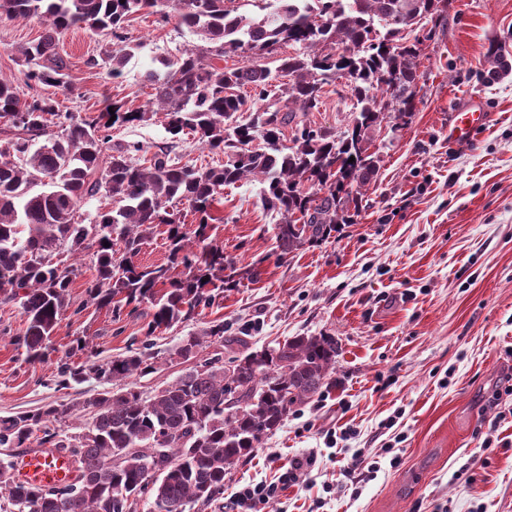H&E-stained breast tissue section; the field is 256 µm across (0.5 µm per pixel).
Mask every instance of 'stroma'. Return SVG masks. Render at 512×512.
<instances>
[{
  "label": "stroma",
  "instance_id": "1",
  "mask_svg": "<svg viewBox=\"0 0 512 512\" xmlns=\"http://www.w3.org/2000/svg\"><path fill=\"white\" fill-rule=\"evenodd\" d=\"M425 30L414 114L380 147L378 174L353 223L284 256L279 217L262 208L260 184L225 187L212 209L216 241L239 265L260 264L264 274L161 331L155 372L135 381L147 394L174 381L188 364L170 349L216 319L225 338L254 349L293 336L335 337V386L299 406L224 475L229 497L248 483L276 480L293 457L313 456L308 481L258 512H512V0H449ZM41 32L37 21L0 18V75L14 78L24 99L45 88L25 80L16 50ZM128 36L138 49L117 77L89 63L105 36L85 28L63 36L59 52L70 69L67 86L54 94L58 112L142 109L151 93L143 75L155 58L200 42L146 13L132 20ZM468 105L487 122L471 143H452L451 116ZM306 119L343 132L348 100L323 87ZM165 124L159 112L114 126L112 142L143 144L144 163L165 146L181 164H223V154L193 135L171 142ZM61 260L77 275L73 310L52 336L56 358L26 363L12 342L24 326L21 311L0 304V416L75 397L46 382L76 337H87L99 360L144 338L149 305L113 322L86 293L96 275L92 255ZM498 389V405L489 406Z\"/></svg>",
  "mask_w": 512,
  "mask_h": 512
}]
</instances>
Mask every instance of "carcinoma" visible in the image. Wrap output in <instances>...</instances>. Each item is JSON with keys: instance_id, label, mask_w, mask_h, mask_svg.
<instances>
[{"instance_id": "obj_1", "label": "carcinoma", "mask_w": 512, "mask_h": 512, "mask_svg": "<svg viewBox=\"0 0 512 512\" xmlns=\"http://www.w3.org/2000/svg\"><path fill=\"white\" fill-rule=\"evenodd\" d=\"M228 2L234 0H0V17L42 24L40 37L18 54L25 78L46 87L67 84L58 45L73 27L109 35L101 57L114 76L134 50L127 27L144 12L175 19L210 43L155 60L144 76L152 89L146 108L123 112L114 105L91 119L67 115L58 132L50 129L59 116L53 98L23 100L15 82L0 76V302L21 309L25 328L13 344L24 350V361L49 358L50 338L70 307L74 269L55 261L62 250L93 251L96 276L87 292L113 321L144 303L153 310L141 345L105 362L65 361L50 380L63 390L93 378L102 390L0 417V448L35 444L67 454L75 469L72 482L42 488L17 481L11 463L0 461V512H130L143 498L151 512L219 508L226 469L332 384L338 350L332 336H294L256 351L242 341L232 367L216 353L150 394L137 390L133 378L154 372L157 330L199 314L216 292L236 287L241 274L261 279L259 264L241 272L210 241L211 210L224 187L259 180L264 206L280 216L283 256L329 240L350 212H359L379 170L373 133L385 124L398 130L415 109L423 41L411 32L441 15L448 0H270L274 12L261 18ZM284 45L294 53L278 55ZM232 56L243 64L214 63ZM279 76L288 81L275 84ZM341 78L352 102L348 128L338 135L298 122L317 108L321 89ZM156 112L166 113L172 139L188 132L223 152L224 164L181 166L160 150L143 166L133 157L143 150L138 143L104 156L113 126L145 122ZM242 112L248 118H239ZM292 123L293 145L284 146L283 128ZM258 139L263 146L252 147ZM102 191L112 206L98 209L91 224L76 222L81 204ZM176 202L198 214L192 230L172 211ZM161 226L169 263H135ZM207 343L224 344V322H209L171 355L188 361ZM86 408L94 416L84 431L61 427Z\"/></svg>"}]
</instances>
